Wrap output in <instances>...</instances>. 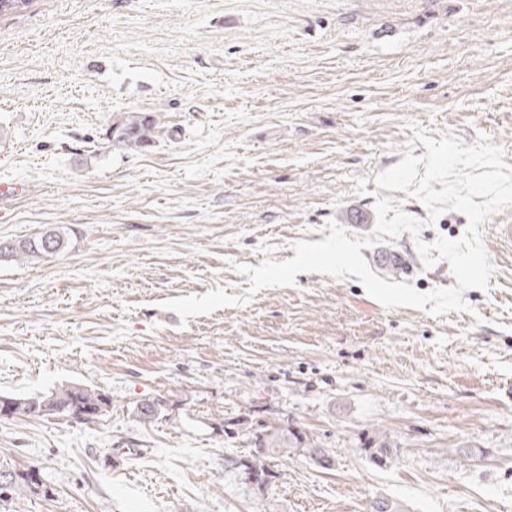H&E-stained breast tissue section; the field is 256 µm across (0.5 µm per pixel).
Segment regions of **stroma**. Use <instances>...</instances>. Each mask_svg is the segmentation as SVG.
I'll use <instances>...</instances> for the list:
<instances>
[{"mask_svg":"<svg viewBox=\"0 0 512 512\" xmlns=\"http://www.w3.org/2000/svg\"><path fill=\"white\" fill-rule=\"evenodd\" d=\"M128 112L150 146L113 145ZM502 146L512 165V0H31L0 16V243L59 225L66 250L0 262V394L67 384L112 397L100 419L0 418V466L51 497L17 512H512V253L465 312L388 309L357 277L301 273L181 321L160 303L237 264L293 258L337 220L370 234L376 198L460 238L468 220L378 189L413 127ZM367 178L366 194L354 191ZM415 239L390 243L421 292L455 285ZM145 398L165 403L152 423ZM294 426L332 454L271 460L263 489L226 458ZM393 455L370 456L379 438ZM468 458H461L459 448ZM156 121L155 116L145 112H128L118 123L112 125L107 135L119 147L144 148L151 142ZM114 128L116 131L112 134Z\"/></svg>","mask_w":512,"mask_h":512,"instance_id":"35a3bbf8","label":"stroma"}]
</instances>
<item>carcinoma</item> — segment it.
I'll return each mask as SVG.
<instances>
[{
    "mask_svg": "<svg viewBox=\"0 0 512 512\" xmlns=\"http://www.w3.org/2000/svg\"><path fill=\"white\" fill-rule=\"evenodd\" d=\"M115 131H107L112 142L119 147L144 148L152 139L156 129V118L145 112H129L119 122L113 124ZM69 245L65 230L49 229L33 238L17 240L7 245L0 244V261L20 259H46L63 252ZM112 409V396L104 390L82 384L62 386L46 393H34L26 396L0 395V418L26 416L44 418L47 416L67 417L76 412L100 418ZM163 407L158 400L149 398L137 403L133 410L136 420L151 423L161 413ZM266 444L270 451L253 454L248 461L260 476L269 474L266 460L284 456L296 451L316 463H321L328 450L321 447L313 436L304 430L292 428H274L266 434ZM7 478L5 488H0V502H12L26 496L53 495L39 471L35 469H18L0 471V479Z\"/></svg>",
    "mask_w": 512,
    "mask_h": 512,
    "instance_id": "1",
    "label": "carcinoma"
}]
</instances>
